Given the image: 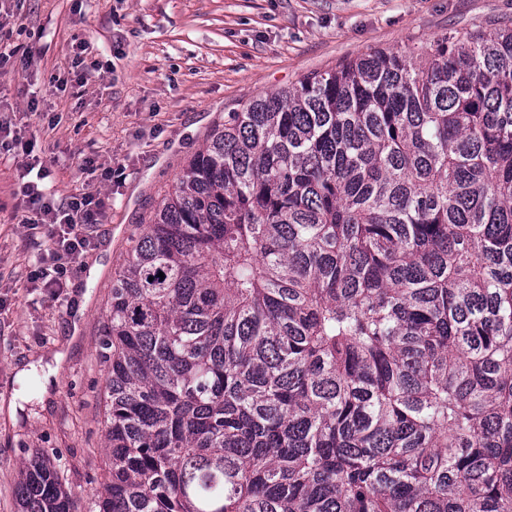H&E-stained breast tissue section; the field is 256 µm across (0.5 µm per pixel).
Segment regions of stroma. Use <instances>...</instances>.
I'll return each instance as SVG.
<instances>
[{
    "label": "stroma",
    "mask_w": 512,
    "mask_h": 512,
    "mask_svg": "<svg viewBox=\"0 0 512 512\" xmlns=\"http://www.w3.org/2000/svg\"><path fill=\"white\" fill-rule=\"evenodd\" d=\"M475 25L512 27V0H0V114L34 140L0 162V512H16L35 451L90 512L106 478L112 279L215 122L308 74ZM29 162L55 197L105 199L57 297L33 282L53 242L25 225Z\"/></svg>",
    "instance_id": "obj_1"
}]
</instances>
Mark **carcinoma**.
<instances>
[{
	"label": "carcinoma",
	"instance_id": "cac0c4a2",
	"mask_svg": "<svg viewBox=\"0 0 512 512\" xmlns=\"http://www.w3.org/2000/svg\"><path fill=\"white\" fill-rule=\"evenodd\" d=\"M106 336L96 512H512V28L228 113ZM16 502L72 512L37 453Z\"/></svg>",
	"mask_w": 512,
	"mask_h": 512
}]
</instances>
